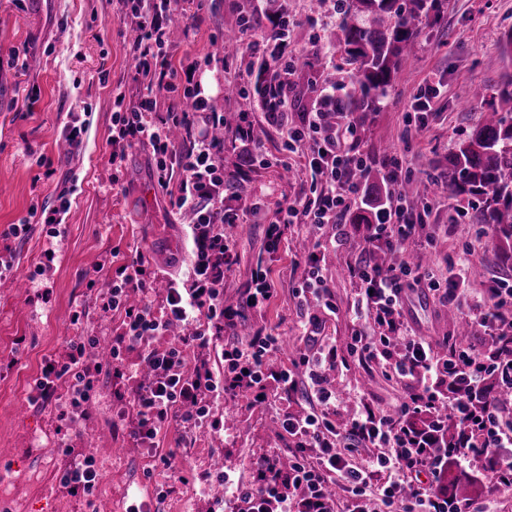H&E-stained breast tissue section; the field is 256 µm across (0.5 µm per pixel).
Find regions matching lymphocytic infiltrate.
<instances>
[{"label":"lymphocytic infiltrate","mask_w":512,"mask_h":512,"mask_svg":"<svg viewBox=\"0 0 512 512\" xmlns=\"http://www.w3.org/2000/svg\"><path fill=\"white\" fill-rule=\"evenodd\" d=\"M120 18L136 27L131 46L135 70L130 83L118 86L112 113L113 166H121L128 148L150 147L157 184L170 206L191 212L194 263L184 284L170 283L155 309L152 284L157 277L144 254L118 270L99 307L121 316L107 363H88L87 349L97 337L69 340L65 361L45 360L35 388L41 400H56L70 427H77L98 388L101 375L113 373L129 384V400L116 412L136 443L155 447L161 432L188 435L202 423L220 430L224 423L214 404L232 399L240 389L265 401L276 396L284 408L276 421L292 442L291 461L277 457L256 464L254 482L238 490V512H469V503L449 499L441 479L448 467L465 468L471 455L485 458V479L492 488L512 487V410L499 393L512 392V282L497 280L483 288L470 312L472 323L487 328L492 344L457 347L453 357L437 352L432 339L415 333L403 315L405 287L440 293L459 302L472 275L468 256L449 259L447 274L402 262L381 266L375 252L435 249L437 235L414 221L402 198L372 224L364 225L365 258L350 268L355 297L352 310L364 329L355 332L350 354L383 369L405 387L394 412L370 406L350 413L337 426L340 397L327 387L325 372L337 351L328 340L314 341L293 359L291 367L271 370L267 360L279 348L273 334L255 332L247 340L225 339L245 310L269 301L274 290L266 271L255 269L239 304L224 301V275L237 261L225 229L238 219L226 209L230 184L224 173V143L212 131L223 125L198 77L197 66L171 64L169 22L174 15L192 30L213 0H119ZM262 60L273 74L263 109L279 128L287 152H304L311 173V195L278 205L264 230L266 250L278 249L291 225L303 224L311 236L334 245L344 241V219L361 192L353 173L371 159L347 148L357 130L345 113L335 124L323 121L335 106V91L324 92L318 108L288 119L291 77L296 64L288 53V30L271 25L261 32ZM168 93L160 103V93ZM307 278L294 290L299 302L315 299L325 314L335 315L327 279L316 254L307 257ZM181 322L189 331L168 341L170 327ZM138 351L137 361L126 358ZM65 393H58V384ZM306 396L308 411H293L297 395ZM449 417H441L440 409ZM378 454L370 464L357 463L362 449ZM67 464L60 483L70 492L92 494L100 474L92 457L65 448ZM383 483H375L378 473Z\"/></svg>","instance_id":"f902f5d3"}]
</instances>
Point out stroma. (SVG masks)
<instances>
[{
    "label": "stroma",
    "instance_id": "35a3bbf8",
    "mask_svg": "<svg viewBox=\"0 0 512 512\" xmlns=\"http://www.w3.org/2000/svg\"><path fill=\"white\" fill-rule=\"evenodd\" d=\"M118 8L117 0H0V226L24 218L32 226L24 239L0 238V254H13L11 271L0 274V512H125L133 489L149 500L151 512H233L234 502L225 496L218 473L249 485L255 477L253 460L275 450L285 455L290 448L287 435L274 425V403L255 402L247 391L225 414L223 431L205 424L186 442L171 429L158 438L154 452L131 447L115 419V394L123 390V380L106 381L96 393L78 436L53 406L29 400L44 360L64 358L70 338L105 340L118 328L119 317L100 318L95 304L103 280L97 265L104 256L118 267L140 251L173 278L182 277L190 265L183 228L192 217L171 209L157 189L149 147L127 149L121 168L109 161L114 92L133 65L130 47L137 36L132 25L120 21ZM283 10L288 13V44L298 55L288 102L289 118H297L315 104L311 83L321 82L323 73L343 62L342 48L322 38L340 20L331 0H215L173 49L174 67L203 64L204 78L214 89V109L234 118L224 131V169L236 179L246 208L233 231L239 259L224 280V296L237 300L256 264H264L276 292L262 311H246L243 326L280 336L293 350L307 345L301 322L321 317L316 334L329 338L338 354L335 367L326 372L329 384L351 391L352 408L365 403L386 410L403 397V389L347 350L360 327L351 311L354 285L349 277V266L360 259L363 246L358 225H347L343 248L326 244L317 250L336 314L324 316L314 303L299 305L293 290L309 270L301 256L302 237L289 233L278 252L268 253L264 229L279 202L308 194L303 161L287 156L281 132L268 124L254 89L225 98L215 89L223 79L221 70L204 63L210 56H226L232 69L257 67L260 57L248 44L229 54L218 36L249 15L268 26L270 17ZM419 41L418 53L403 62L392 88L358 131L356 149L371 156L373 170L382 174L387 171L383 159L400 156L413 180L426 184L441 177L458 142L480 125L498 89L512 77V0H443L439 22L425 28ZM13 49L20 63H12ZM438 79L448 91L435 99L427 128L416 131L411 100L427 81ZM34 85L41 95L31 105L25 96ZM478 87L483 95L476 99L472 93ZM70 112L86 122L77 146L68 145L61 134ZM246 120L273 166L253 165L256 147L236 142L235 127ZM280 159L290 160L292 179L283 178L276 165ZM64 185L73 191L71 208L61 236L52 242L39 214ZM252 203L261 204L259 213L249 212ZM474 204L465 194H431L409 210L427 227L454 225L453 238L439 239L432 261L444 267L450 256L470 247L476 270L471 285L479 289L495 278L512 280V260L495 238L478 236L469 220ZM50 246L56 250L54 264L35 276ZM405 314L419 335L436 339L454 331L447 304L427 289L409 290ZM64 437L75 450L94 457L111 493L86 497L59 488L64 461L58 444ZM161 453L170 455L175 481L167 480L157 459ZM485 465L484 457L475 455L467 473L453 471L449 477L473 482L470 499L476 512H512V492L478 488Z\"/></svg>",
    "mask_w": 512,
    "mask_h": 512
}]
</instances>
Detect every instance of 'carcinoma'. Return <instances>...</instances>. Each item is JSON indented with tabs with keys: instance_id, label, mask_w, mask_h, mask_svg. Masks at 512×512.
Returning <instances> with one entry per match:
<instances>
[{
	"instance_id": "1",
	"label": "carcinoma",
	"mask_w": 512,
	"mask_h": 512,
	"mask_svg": "<svg viewBox=\"0 0 512 512\" xmlns=\"http://www.w3.org/2000/svg\"><path fill=\"white\" fill-rule=\"evenodd\" d=\"M443 0H351L337 30L326 34V41L343 47L349 70L336 69L325 83L336 85L342 94L336 110L325 120L332 123L344 112L357 127L367 114L377 109L382 96L392 86L401 62L419 47L423 28L441 16ZM500 104L483 113L481 124L448 157V172L435 183L436 190L467 194L478 206L476 224H493L496 237L512 243V78L499 92ZM364 186L362 206L347 214L348 224H370L396 193L409 202L421 196L420 184L407 181L391 189L387 179H374L371 168L355 172Z\"/></svg>"
}]
</instances>
